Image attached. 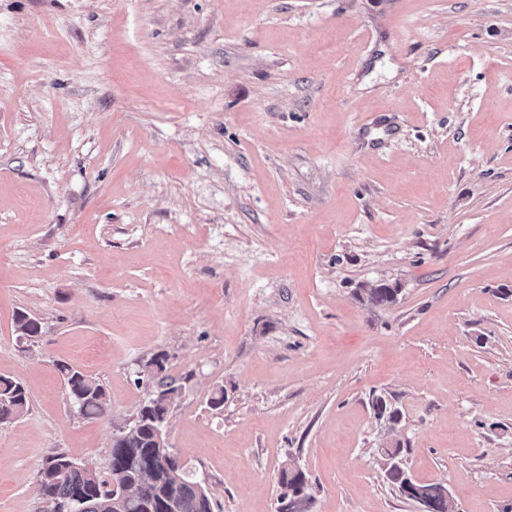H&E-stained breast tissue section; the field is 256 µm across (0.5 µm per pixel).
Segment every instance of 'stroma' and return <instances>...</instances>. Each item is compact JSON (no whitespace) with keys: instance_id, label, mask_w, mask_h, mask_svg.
I'll list each match as a JSON object with an SVG mask.
<instances>
[{"instance_id":"stroma-1","label":"stroma","mask_w":512,"mask_h":512,"mask_svg":"<svg viewBox=\"0 0 512 512\" xmlns=\"http://www.w3.org/2000/svg\"><path fill=\"white\" fill-rule=\"evenodd\" d=\"M158 355L213 512H278L288 461L298 512H420L397 440L512 512V0H0V512L54 451L105 469ZM367 301L375 306H389L395 304L401 288L398 285L381 283L373 288L364 289ZM15 324L19 338L27 339L32 343H37L41 339L42 324L36 318L31 317L25 312H17ZM55 366L63 379L67 395L82 417L99 419L109 414V399L98 379L64 361L56 362ZM29 410V397L23 385L13 377L0 375V424L12 423ZM370 406L376 420L389 424L398 423L401 415L400 410L385 396L372 395ZM306 484V475L303 471L296 469V467L285 465L280 474V485L283 492L280 495L281 501L289 499L292 503L296 495L300 494Z\"/></svg>"}]
</instances>
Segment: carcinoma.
<instances>
[{"mask_svg":"<svg viewBox=\"0 0 512 512\" xmlns=\"http://www.w3.org/2000/svg\"><path fill=\"white\" fill-rule=\"evenodd\" d=\"M401 288L381 283L365 289L367 301L375 306L397 302ZM19 337L32 343L41 339L42 324L25 312L15 315ZM61 375L69 398L79 414L99 419L110 412L109 399L98 379L70 364L59 361ZM160 357L145 364L143 377L155 388L176 399L178 386L163 375ZM376 420L393 424L400 410L388 398L374 395L370 401ZM29 410V397L23 385L10 376L0 375V424L12 423ZM136 415L139 426L128 428L112 437L109 462L101 472L73 460L63 450L49 454L40 469L36 495L43 504L42 512H212V501L206 490L179 465L178 457L160 448L155 430L165 426L170 412L148 399L140 404ZM401 443L384 449V472L400 494L416 502L422 512H457V506L441 483L422 484L414 481L400 465ZM306 475L291 466L281 470V500L294 499L303 491Z\"/></svg>","mask_w":512,"mask_h":512,"instance_id":"1","label":"carcinoma"}]
</instances>
